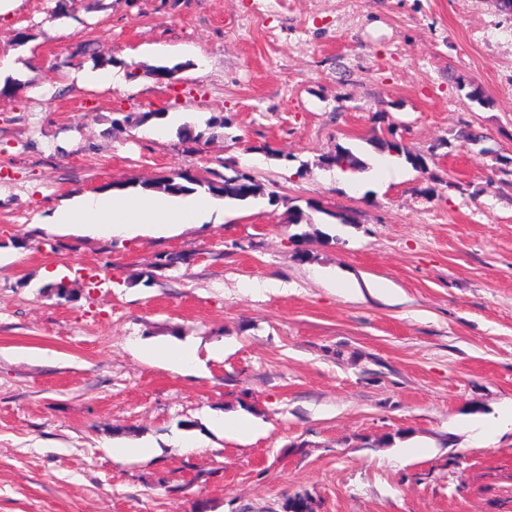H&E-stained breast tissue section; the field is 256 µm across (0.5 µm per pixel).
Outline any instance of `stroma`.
<instances>
[{
	"label": "stroma",
	"instance_id": "stroma-1",
	"mask_svg": "<svg viewBox=\"0 0 512 512\" xmlns=\"http://www.w3.org/2000/svg\"><path fill=\"white\" fill-rule=\"evenodd\" d=\"M55 3L0 13L16 64L0 77L16 86L0 95V512H283L301 491L318 512H512V431L469 428L512 405V176L497 170L512 160V14L495 0ZM87 42L119 82L91 80ZM120 112H183L201 137L148 138L113 125ZM391 123L428 172L338 179L327 156L372 157ZM467 124L482 143L459 138ZM229 168L264 193L226 201L218 224L48 225L77 195ZM309 200L352 223H289ZM163 253L185 261L157 267ZM57 268L71 300L42 277ZM338 276L385 280L401 301L342 298ZM158 344L196 348L199 367L141 355ZM238 411L258 428L244 443L211 427ZM115 437L155 452L113 458Z\"/></svg>",
	"mask_w": 512,
	"mask_h": 512
}]
</instances>
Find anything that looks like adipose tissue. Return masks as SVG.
<instances>
[{
  "mask_svg": "<svg viewBox=\"0 0 512 512\" xmlns=\"http://www.w3.org/2000/svg\"><path fill=\"white\" fill-rule=\"evenodd\" d=\"M219 209L213 198L194 193L85 194L56 208L50 223L62 231L78 225L94 236H133L147 226L164 232L177 225L205 224Z\"/></svg>",
  "mask_w": 512,
  "mask_h": 512,
  "instance_id": "obj_1",
  "label": "adipose tissue"
}]
</instances>
